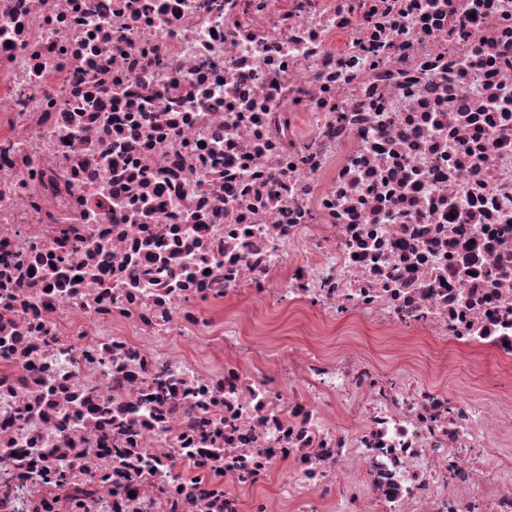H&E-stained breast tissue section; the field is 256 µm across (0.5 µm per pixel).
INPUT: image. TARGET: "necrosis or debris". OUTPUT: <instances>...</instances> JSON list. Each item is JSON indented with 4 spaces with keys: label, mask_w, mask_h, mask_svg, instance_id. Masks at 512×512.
Listing matches in <instances>:
<instances>
[{
    "label": "necrosis or debris",
    "mask_w": 512,
    "mask_h": 512,
    "mask_svg": "<svg viewBox=\"0 0 512 512\" xmlns=\"http://www.w3.org/2000/svg\"><path fill=\"white\" fill-rule=\"evenodd\" d=\"M489 359L512 0H0V512H512Z\"/></svg>",
    "instance_id": "1"
}]
</instances>
